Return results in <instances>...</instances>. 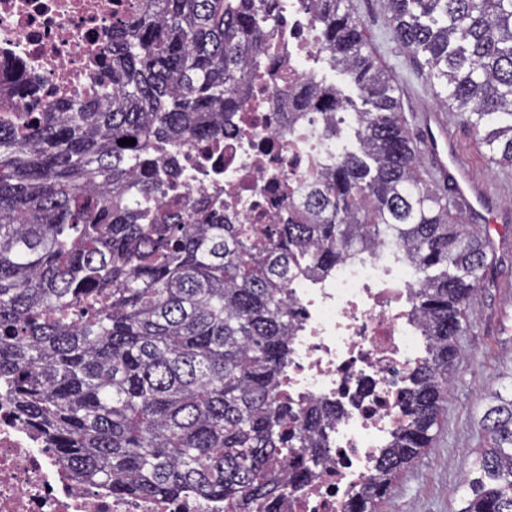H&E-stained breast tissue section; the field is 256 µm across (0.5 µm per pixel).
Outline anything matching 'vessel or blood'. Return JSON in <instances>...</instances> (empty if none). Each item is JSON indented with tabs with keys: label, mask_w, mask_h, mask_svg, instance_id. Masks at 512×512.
<instances>
[{
	"label": "vessel or blood",
	"mask_w": 512,
	"mask_h": 512,
	"mask_svg": "<svg viewBox=\"0 0 512 512\" xmlns=\"http://www.w3.org/2000/svg\"><path fill=\"white\" fill-rule=\"evenodd\" d=\"M425 131L424 141L431 156L433 170L440 178L446 179L452 188L448 203L452 207L472 213L481 208L485 191L475 183L467 168L459 163L448 151V135L439 126L435 115L424 113L418 118Z\"/></svg>",
	"instance_id": "b4317fda"
}]
</instances>
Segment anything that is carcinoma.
<instances>
[{
    "instance_id": "obj_1",
    "label": "carcinoma",
    "mask_w": 512,
    "mask_h": 512,
    "mask_svg": "<svg viewBox=\"0 0 512 512\" xmlns=\"http://www.w3.org/2000/svg\"><path fill=\"white\" fill-rule=\"evenodd\" d=\"M312 2L323 50L365 109L353 112L358 150L314 178L282 224H232L152 162L165 144L214 137L238 108L272 0H137L112 26L87 95L33 118L0 111V390L77 475L114 495L194 492L229 512H276L284 484L313 476L326 420L280 393L290 278L323 276L388 233L416 266L413 308L430 348L347 512H375L432 443L493 242L419 177L396 87L352 0ZM383 6L440 105L491 164L512 169V0ZM348 107L324 83L306 102L327 115ZM141 196L157 209L130 205ZM189 211L197 222L184 223ZM494 398L460 512H512V386Z\"/></svg>"
}]
</instances>
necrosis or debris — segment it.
<instances>
[{
  "mask_svg": "<svg viewBox=\"0 0 512 512\" xmlns=\"http://www.w3.org/2000/svg\"><path fill=\"white\" fill-rule=\"evenodd\" d=\"M133 2L0 0V73L19 63L28 79L14 111L82 95L113 15ZM267 38L268 53L254 62L262 83L244 90L240 111L225 113L208 151L180 149L174 174L188 196L233 204L241 224L282 223L289 200L281 189L303 191L345 148L323 138L303 106L327 60L311 0H276ZM416 281L392 237L325 277L291 279L296 319L280 391L294 407L323 406L331 419L314 476L288 486L278 512H344L374 473L400 425L409 377L428 352L412 304ZM0 512H224V502L192 492L118 497L86 483L0 392Z\"/></svg>",
  "mask_w": 512,
  "mask_h": 512,
  "instance_id": "obj_1",
  "label": "necrosis or debris"
}]
</instances>
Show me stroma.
Returning a JSON list of instances; mask_svg holds the SVG:
<instances>
[{"mask_svg":"<svg viewBox=\"0 0 512 512\" xmlns=\"http://www.w3.org/2000/svg\"><path fill=\"white\" fill-rule=\"evenodd\" d=\"M353 6L370 51L391 72L409 133L421 142L415 114L438 110L427 72L393 41L381 0H353ZM442 119L454 134L455 155L475 180L491 189L486 201L490 219L480 229L494 243L493 272L466 310L460 338L464 357L453 370L432 445L399 474L396 495L380 504V512H459L464 472L487 445L482 429L487 395L512 377V170L490 164L476 148L472 130L455 113H443Z\"/></svg>","mask_w":512,"mask_h":512,"instance_id":"stroma-1","label":"stroma"}]
</instances>
